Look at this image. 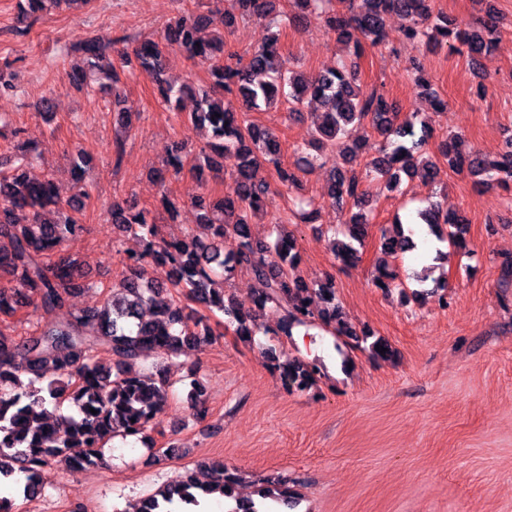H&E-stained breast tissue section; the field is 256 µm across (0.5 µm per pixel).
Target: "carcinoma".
<instances>
[{
	"label": "carcinoma",
	"mask_w": 512,
	"mask_h": 512,
	"mask_svg": "<svg viewBox=\"0 0 512 512\" xmlns=\"http://www.w3.org/2000/svg\"><path fill=\"white\" fill-rule=\"evenodd\" d=\"M91 0H19L20 15L37 18L52 10ZM234 10L225 13L224 25L234 28L246 18H266L276 11V0H232ZM295 18L313 16L353 45L354 59L343 67L323 70L311 77L290 69L278 46V38L243 58L224 41V34L205 36L211 24L207 14L181 15L171 20L162 36L138 43L134 58L157 90L162 103L185 115L188 123L208 134L206 145L193 160L189 172L197 187L224 178V161L233 169L235 190L231 196L211 197L190 193L180 201L167 196L160 206L172 220L181 208L191 205L199 212L198 230L184 240H156L155 221L132 202L112 205L108 220L123 232L141 234L144 248L128 257L130 275L112 285L104 302L79 309L65 319L55 317L70 299L94 287L77 262L49 258L81 229L77 214L85 192H68L53 179L30 174L35 156L27 150L18 164L0 163V277L12 286L0 287V317L10 318L32 305L39 312L30 329L15 337L0 331V476L24 477L23 493H41L36 482L40 470L60 463L71 471L94 468L104 462L105 448L115 438H147L167 399L168 383L162 373L137 366L157 355L167 360H187L203 342L212 339L209 314L219 312L242 340L251 342L258 329L257 317L267 312L276 318L275 333L293 335V328L318 323L344 343L368 353L374 361H389L395 350L389 341L368 326L354 325L336 300L333 279L309 283L297 271L299 254L293 236L279 234L274 240L252 236L249 221L267 207L272 191L268 166L275 181L287 188L295 174L281 166L280 144L269 130L249 121L248 112H260L284 101L296 113L306 103L322 108L313 132V146L338 153L342 165L330 171L325 195L348 214L344 238L332 240V252L344 267L354 265L368 235L370 219L358 210L365 195L363 173L357 169L361 145L349 140L351 127L367 122L379 138L377 156L367 167L384 179V188L398 187L401 176H420L432 181L438 162L424 156L432 135L426 119L413 112L398 119L395 103L375 89L359 84L358 62L366 50L385 38V21L396 14L406 20L403 39L422 42L430 51L455 48L473 61L493 58L499 17L485 10L476 27L453 23L433 13L432 0H360L347 14L330 8L332 0H290ZM79 51L83 65L69 74L78 89L93 87L114 91L121 83L129 59L112 47L89 37ZM179 52L192 60L209 63L210 82L194 87L175 86L164 77V56ZM18 89L16 74L7 63L0 65V92ZM458 134L443 143L441 156L448 171L471 177L477 186L494 176L512 186V142L499 161L487 163L463 148ZM183 147L178 146L163 169L153 172L159 183L184 169ZM420 221L448 247L467 248L465 219L439 204L418 213ZM415 247L412 235L383 238V258L377 267L378 288L399 290L406 285L390 269L388 259ZM152 263L170 267L174 294L164 298V287L145 278ZM245 270L253 282L251 307L243 309L226 293L224 284L235 272ZM385 353H380V349ZM101 351L112 357V368H100ZM264 357L279 373L290 392H304L321 378L315 361H279L273 349ZM188 404L195 418L205 417L203 390L191 382ZM96 413H91V410ZM214 483L224 497L234 501L228 512H261L254 499L241 501L235 494L242 479L238 470L224 462L209 466ZM194 471L158 488L134 507L133 512H179L178 505L197 503ZM296 481L286 475L262 480L257 496L286 508L297 500Z\"/></svg>",
	"instance_id": "carcinoma-1"
}]
</instances>
